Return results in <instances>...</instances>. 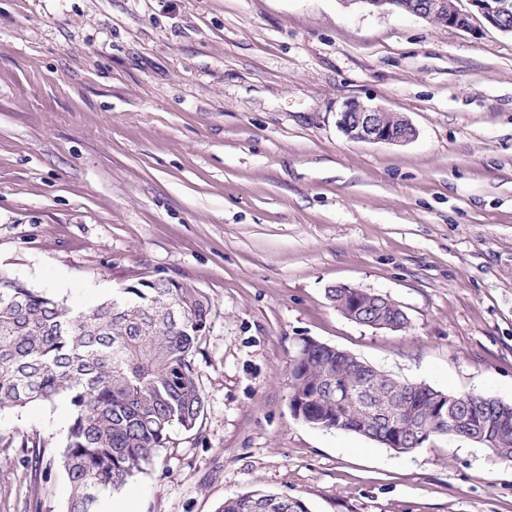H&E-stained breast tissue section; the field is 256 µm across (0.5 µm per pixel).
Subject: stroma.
<instances>
[{
	"instance_id": "35a3bbf8",
	"label": "stroma",
	"mask_w": 512,
	"mask_h": 512,
	"mask_svg": "<svg viewBox=\"0 0 512 512\" xmlns=\"http://www.w3.org/2000/svg\"><path fill=\"white\" fill-rule=\"evenodd\" d=\"M352 99L417 129L337 126ZM0 269L94 307L140 280L204 290L206 406L98 512H512V461L408 453L294 416L309 340L396 378L512 403V36L340 0H0ZM102 290L88 292V284ZM383 294L405 331L326 292ZM64 398L0 410V512H67ZM384 112L387 122H398L400 115L397 113L388 112L377 105L351 100L339 112L337 124L354 141L404 145L416 138L417 130L407 118L402 117L398 127L390 126L385 123ZM339 287L341 288H336V286L328 288L327 297L336 310L345 317L351 320L352 317H355L364 323L360 324L352 320L357 324L391 332H400L407 327L408 319L404 312L387 298L372 292H368L370 295H364L366 292L344 285ZM375 324H385L391 327H376ZM218 512H307V509L297 498L250 492L226 499Z\"/></svg>"
}]
</instances>
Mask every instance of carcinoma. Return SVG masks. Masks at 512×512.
Returning <instances> with one entry per match:
<instances>
[{
  "instance_id": "obj_1",
  "label": "carcinoma",
  "mask_w": 512,
  "mask_h": 512,
  "mask_svg": "<svg viewBox=\"0 0 512 512\" xmlns=\"http://www.w3.org/2000/svg\"><path fill=\"white\" fill-rule=\"evenodd\" d=\"M337 311L400 332V307L372 293L331 287ZM213 308L207 293L173 279L127 288L88 309L0 271V410L68 400L72 423L60 466L67 512H96L99 495L151 466L175 425L195 428L206 397L194 366ZM290 406L319 429L342 430L407 453L437 437H477L512 461V404L396 379L334 347L305 342L290 368ZM428 431L426 440L417 439ZM218 512H307L297 499L250 492Z\"/></svg>"
}]
</instances>
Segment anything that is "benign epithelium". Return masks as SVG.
Returning <instances> with one entry per match:
<instances>
[{
  "instance_id": "benign-epithelium-1",
  "label": "benign epithelium",
  "mask_w": 512,
  "mask_h": 512,
  "mask_svg": "<svg viewBox=\"0 0 512 512\" xmlns=\"http://www.w3.org/2000/svg\"><path fill=\"white\" fill-rule=\"evenodd\" d=\"M345 3H362L376 10L393 13H407L427 22L438 15L448 16L446 26L456 28L472 27V20L479 17L485 24L502 33L512 35V0H467L471 9L461 10L456 0H343ZM386 109L351 100L339 112L337 124L351 140L404 145L413 141L417 130L407 119L402 118L400 126L385 123Z\"/></svg>"
}]
</instances>
